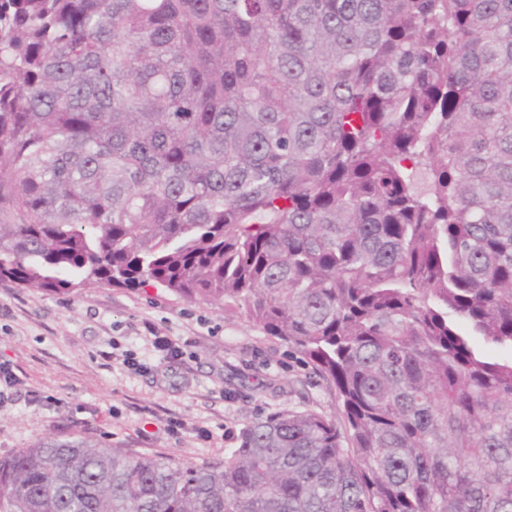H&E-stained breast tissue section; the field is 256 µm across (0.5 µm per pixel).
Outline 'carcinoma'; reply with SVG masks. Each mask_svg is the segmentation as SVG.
<instances>
[{
    "label": "carcinoma",
    "mask_w": 512,
    "mask_h": 512,
    "mask_svg": "<svg viewBox=\"0 0 512 512\" xmlns=\"http://www.w3.org/2000/svg\"><path fill=\"white\" fill-rule=\"evenodd\" d=\"M0 281L155 285L333 414L0 457V512H512V0H0Z\"/></svg>",
    "instance_id": "cac0c4a2"
}]
</instances>
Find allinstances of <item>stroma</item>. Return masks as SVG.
<instances>
[{
	"label": "stroma",
	"instance_id": "1",
	"mask_svg": "<svg viewBox=\"0 0 512 512\" xmlns=\"http://www.w3.org/2000/svg\"><path fill=\"white\" fill-rule=\"evenodd\" d=\"M182 354L165 358L152 333ZM18 378L0 403V456L38 439H88L137 455L223 456L255 418L336 408L298 353L218 302L164 288L68 295L0 281V363Z\"/></svg>",
	"mask_w": 512,
	"mask_h": 512
}]
</instances>
